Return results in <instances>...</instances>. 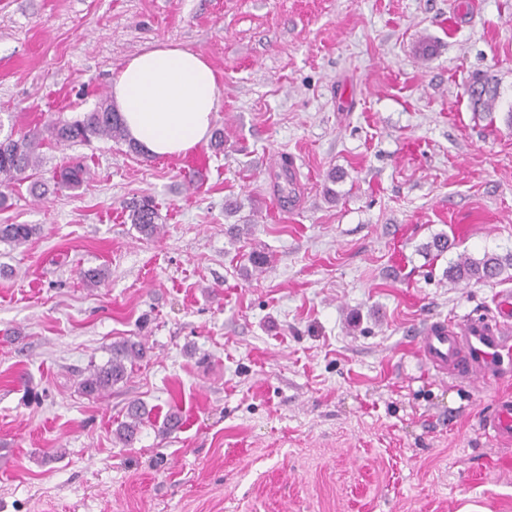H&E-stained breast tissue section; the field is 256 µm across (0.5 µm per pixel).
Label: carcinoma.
I'll return each instance as SVG.
<instances>
[{"label": "carcinoma", "instance_id": "cac0c4a2", "mask_svg": "<svg viewBox=\"0 0 512 512\" xmlns=\"http://www.w3.org/2000/svg\"><path fill=\"white\" fill-rule=\"evenodd\" d=\"M467 94L473 111L486 116L495 112L499 100L498 83L494 77L484 73L472 75ZM107 138L125 142L131 152L138 147L127 141L124 126L117 112L110 110V103L102 100L90 112L70 120L50 121L41 127L27 131L10 130L0 139V207L7 204L9 195L5 189L31 178L28 171L38 169L42 162L41 150L48 145L90 144L96 139ZM88 170L81 164L65 165L52 176L54 189H76L87 178ZM128 219L139 234L155 238L162 232L159 212L149 197L133 200L125 205ZM36 233L32 224H0V242L13 246L25 244ZM512 266V254L486 253L480 258L462 254L457 263L449 269V277L456 281L482 282L495 279L503 270ZM146 354V345L141 341L124 339L112 343L109 359L102 365H90L79 382L81 392L87 396H100L128 376V367L141 360ZM151 411L137 402L130 404L123 419L115 429L116 437L124 446L136 439L145 423L150 420Z\"/></svg>", "mask_w": 512, "mask_h": 512}]
</instances>
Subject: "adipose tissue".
I'll use <instances>...</instances> for the list:
<instances>
[{
  "instance_id": "1",
  "label": "adipose tissue",
  "mask_w": 512,
  "mask_h": 512,
  "mask_svg": "<svg viewBox=\"0 0 512 512\" xmlns=\"http://www.w3.org/2000/svg\"><path fill=\"white\" fill-rule=\"evenodd\" d=\"M223 86L198 52L163 44L132 57L112 78L111 106L145 154L178 156L205 142Z\"/></svg>"
}]
</instances>
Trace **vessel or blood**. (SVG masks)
I'll list each match as a JSON object with an SVG mask.
<instances>
[{"label": "vessel or blood", "instance_id": "1", "mask_svg": "<svg viewBox=\"0 0 512 512\" xmlns=\"http://www.w3.org/2000/svg\"><path fill=\"white\" fill-rule=\"evenodd\" d=\"M415 348L435 373L458 379L497 380L503 368L512 367V299L497 303L493 319L470 318L458 324L434 322L417 337ZM483 431L497 440H512V400H498Z\"/></svg>", "mask_w": 512, "mask_h": 512}]
</instances>
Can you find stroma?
Here are the masks:
<instances>
[{"instance_id": "obj_1", "label": "stroma", "mask_w": 512, "mask_h": 512, "mask_svg": "<svg viewBox=\"0 0 512 512\" xmlns=\"http://www.w3.org/2000/svg\"><path fill=\"white\" fill-rule=\"evenodd\" d=\"M163 43L217 72L223 149L52 146L36 179L79 160L86 182L0 209L37 227L0 244V512H512V444L480 427L512 379L436 378L413 344L512 293V268L446 274L512 252V0H0V125L92 109ZM141 196L160 237L128 220ZM125 338L146 357L81 394ZM133 401L152 423L125 448ZM467 94L473 111L491 116L495 112L499 100L498 83L494 77L484 73L472 75ZM125 208L130 224H133L139 234L146 238H155L161 234L163 225L158 222V208L150 197L144 196L128 202ZM508 266H512L511 253H485L481 258L460 254L457 263L450 267L448 273L456 281L482 282L499 277Z\"/></svg>"}]
</instances>
